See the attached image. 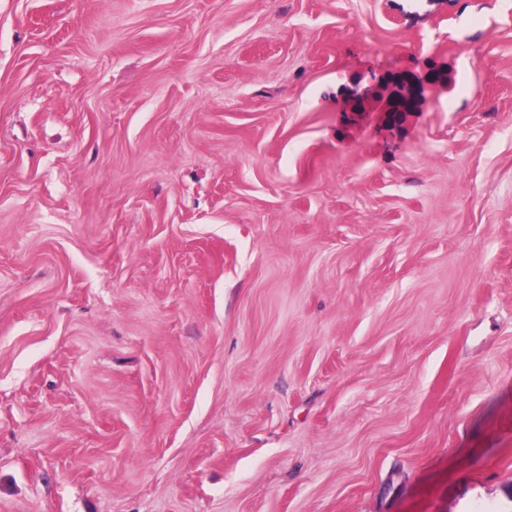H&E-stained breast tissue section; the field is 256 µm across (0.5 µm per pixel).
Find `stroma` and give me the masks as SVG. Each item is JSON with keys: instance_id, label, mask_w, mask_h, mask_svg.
Instances as JSON below:
<instances>
[{"instance_id": "stroma-1", "label": "stroma", "mask_w": 512, "mask_h": 512, "mask_svg": "<svg viewBox=\"0 0 512 512\" xmlns=\"http://www.w3.org/2000/svg\"><path fill=\"white\" fill-rule=\"evenodd\" d=\"M0 512H512V0H0Z\"/></svg>"}]
</instances>
